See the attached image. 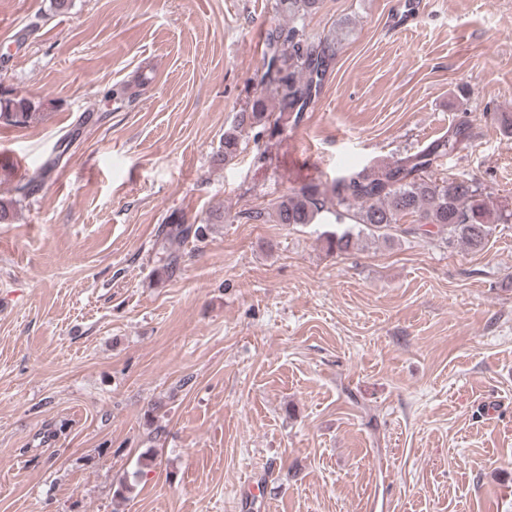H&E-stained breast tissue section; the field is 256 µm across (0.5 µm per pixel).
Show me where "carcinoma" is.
Segmentation results:
<instances>
[{"mask_svg":"<svg viewBox=\"0 0 512 512\" xmlns=\"http://www.w3.org/2000/svg\"><path fill=\"white\" fill-rule=\"evenodd\" d=\"M321 7V0H276V12L283 22L265 31L261 68L257 71L252 96L231 125L224 129L222 161L230 163L240 154L244 137H254L276 128L287 112H303L320 94L331 69L343 28L312 36L308 19ZM31 105L24 99L0 100V121L21 126L31 117ZM472 138V123L462 116L446 136L433 140L423 150L386 164L354 169L338 176L329 186L309 183L281 196L272 213L249 211L246 219L277 224H313L325 210L336 206V218H345L383 236L406 219L409 232L437 236L478 250L485 246L495 224L512 222V206L489 204L490 193L479 181L467 177H440L439 161ZM34 191L31 182H18L15 197L0 198V223L10 220L18 201ZM205 227L173 224L159 241V254L172 266L180 248L189 238H199ZM352 230L326 238L331 252L345 253L356 244Z\"/></svg>","mask_w":512,"mask_h":512,"instance_id":"1","label":"carcinoma"}]
</instances>
